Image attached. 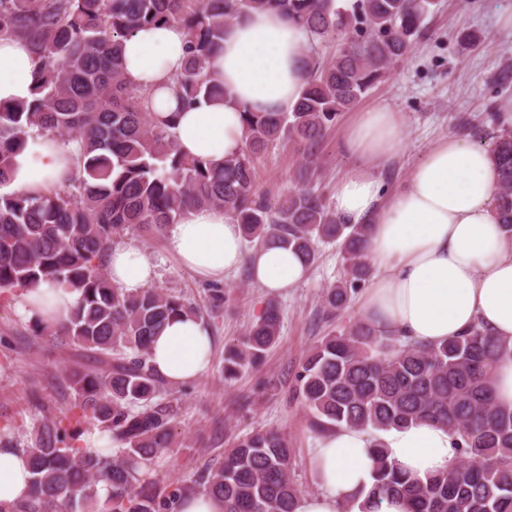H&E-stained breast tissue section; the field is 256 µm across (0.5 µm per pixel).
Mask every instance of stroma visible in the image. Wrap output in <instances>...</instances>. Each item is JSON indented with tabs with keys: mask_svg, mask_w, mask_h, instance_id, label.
<instances>
[{
	"mask_svg": "<svg viewBox=\"0 0 512 512\" xmlns=\"http://www.w3.org/2000/svg\"><path fill=\"white\" fill-rule=\"evenodd\" d=\"M512 0H436L434 11L409 56L345 112L325 135L314 187L330 196L336 182L352 167L343 150L346 128L359 112L386 106L403 118V148L381 170L389 191L399 190L410 170L439 140L455 137L473 143L489 141L496 130L487 115L512 99ZM303 159L297 145L282 141L261 152L255 161L257 184L270 202L280 201L296 183ZM121 245L143 247L157 265L153 287L207 305L206 283L183 267L168 250L167 236L150 240L138 232L122 236ZM339 247L318 246V259L308 279L270 297L255 284L248 266L226 277L224 311L208 325L214 338L212 361L198 379L172 387L179 414L174 446L154 459L151 473L163 481L193 482L204 463L222 459L236 437L259 428L285 431L296 451L291 476L302 492L317 488L311 450L317 443L309 430L308 410L292 396L295 375L312 346L329 330L343 329L360 317L359 303L335 318L320 306L322 292L342 278ZM277 301L282 320L278 343L263 363L224 375V352L237 344L248 325L270 301ZM32 323L21 319L13 305L0 300V424L12 422L10 440L22 445L31 421V398L58 414L74 403L64 372L95 366L93 355L67 339L37 336Z\"/></svg>",
	"mask_w": 512,
	"mask_h": 512,
	"instance_id": "1",
	"label": "stroma"
}]
</instances>
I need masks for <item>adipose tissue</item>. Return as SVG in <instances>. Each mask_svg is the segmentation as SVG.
Wrapping results in <instances>:
<instances>
[{
    "label": "adipose tissue",
    "mask_w": 512,
    "mask_h": 512,
    "mask_svg": "<svg viewBox=\"0 0 512 512\" xmlns=\"http://www.w3.org/2000/svg\"><path fill=\"white\" fill-rule=\"evenodd\" d=\"M311 35L271 11H253L231 26L212 70L224 96L182 110L170 90L180 72L187 37L176 23L134 31L123 41L128 79L148 90L157 116L177 113L173 130L180 152L215 163L245 146L243 114L284 112L299 97ZM36 59L27 43L0 37V103L32 97ZM400 113L379 106L359 112L346 129L344 151L354 166L337 183L331 208L346 224H367V258L379 275L365 292L361 312L376 327L409 339L439 343L474 324L512 344V254L494 210L498 172L485 148L449 137L416 164L403 188L384 194L377 167L402 148ZM78 145L52 137L29 139L9 171L12 191L41 192L61 185L75 169ZM168 247L199 278L221 280L248 265L253 281L276 295L302 283L308 267L298 254L267 245L244 253L238 224L217 207H201L173 226ZM114 285L142 292L157 266L138 246L111 250ZM79 295L62 284L20 292L17 314L32 323L67 322ZM211 332L202 319L182 314L152 344L149 363L168 383L198 378L210 365ZM390 460L420 480L446 471L452 457L446 429L419 423L384 437ZM372 436L342 428L320 438L312 467L320 490L302 495L295 512H404L399 499L375 504L366 494L373 479ZM31 473L25 455L0 447V503L23 499Z\"/></svg>",
    "instance_id": "obj_1"
}]
</instances>
